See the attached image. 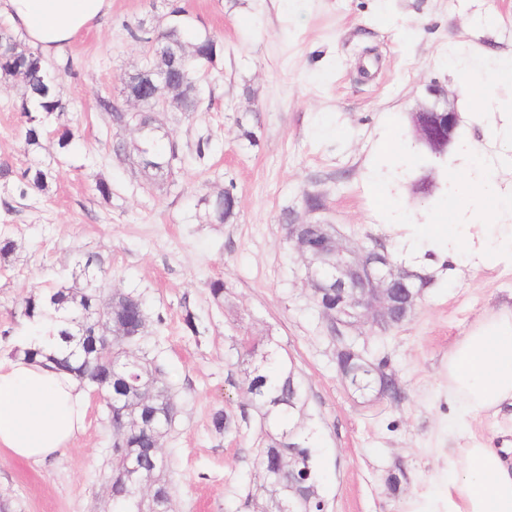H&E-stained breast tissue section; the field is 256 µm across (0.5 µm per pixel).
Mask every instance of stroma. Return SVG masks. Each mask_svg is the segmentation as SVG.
Masks as SVG:
<instances>
[{
  "label": "stroma",
  "mask_w": 512,
  "mask_h": 512,
  "mask_svg": "<svg viewBox=\"0 0 512 512\" xmlns=\"http://www.w3.org/2000/svg\"><path fill=\"white\" fill-rule=\"evenodd\" d=\"M193 30L224 43L216 74L200 77L203 104L169 112L165 130L184 153L211 140L204 160L167 177L142 171L112 153L113 131L97 99H120L143 66L147 44L126 24L164 30L173 6ZM512 56V0H112L106 16L49 58L62 102L43 139L64 129L75 140L64 156L26 146L18 110L22 90L0 81V167L51 168L47 193L19 197L0 179V238L15 243L0 258V360L32 329L23 296L73 285L76 259L102 257L106 290L143 294L152 327L149 348L167 365L178 414L161 440L169 512H261L265 498L256 452L266 438L257 418L218 435L211 415H239L235 386L240 337L286 349L308 396L307 420L319 450L325 512H418L448 490V354L481 315L512 310V266L462 265L430 259L437 275L414 313L382 332L364 329L357 343L383 359L406 391L404 401L360 397L336 370V341L306 284L305 268L285 236L282 215L299 224H331L349 246L396 252L399 232L377 212L373 165L385 122L399 120L409 149L417 144L411 114L440 104L460 117L459 136L492 163L502 193L512 192V144L490 137L489 125L512 113V81L474 103L466 83ZM257 136L256 145L242 129ZM112 186L110 198L95 189ZM234 185L238 215L202 224V197ZM307 192L323 209L308 212ZM222 279L223 306L208 283ZM203 320L195 337L185 309ZM512 445V415L479 417L459 447ZM112 429L103 399L92 400L86 431L55 458L33 463L0 450V501L10 512H112L107 481ZM405 468L399 488L389 473Z\"/></svg>",
  "instance_id": "obj_1"
}]
</instances>
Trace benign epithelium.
I'll return each mask as SVG.
<instances>
[{
  "label": "benign epithelium",
  "mask_w": 512,
  "mask_h": 512,
  "mask_svg": "<svg viewBox=\"0 0 512 512\" xmlns=\"http://www.w3.org/2000/svg\"><path fill=\"white\" fill-rule=\"evenodd\" d=\"M141 80L163 94L157 96L155 111L166 112L179 89L171 83L167 71L144 65L129 81ZM412 126L419 141L429 146H447L450 138L446 133L457 126V113L436 104L425 106L412 113ZM161 131L154 116L137 117L125 124L123 131L143 135L147 129ZM295 250L308 270V284L314 301L322 294L336 292V308L320 307L323 315L336 324V334L358 332L364 326L389 328L400 325L415 309L419 294L408 282L401 267L381 247L350 248L341 239H330L329 265L320 264L318 248L310 243L301 224L288 225ZM338 374L343 383L354 386V374L364 369L377 375L375 398H387L391 389L399 386L395 374H385L363 355L356 343L340 342L336 346Z\"/></svg>",
  "instance_id": "benign-epithelium-1"
}]
</instances>
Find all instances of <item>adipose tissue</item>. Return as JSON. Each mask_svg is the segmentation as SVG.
<instances>
[{"mask_svg":"<svg viewBox=\"0 0 512 512\" xmlns=\"http://www.w3.org/2000/svg\"><path fill=\"white\" fill-rule=\"evenodd\" d=\"M112 0H0L14 28L43 55L63 51L92 27ZM448 401L456 428L471 419L512 410V310L484 314L448 355ZM90 394L57 372L52 361L0 363V447L42 462L83 433ZM444 512H512V452L476 445L448 451Z\"/></svg>","mask_w":512,"mask_h":512,"instance_id":"obj_1","label":"adipose tissue"}]
</instances>
